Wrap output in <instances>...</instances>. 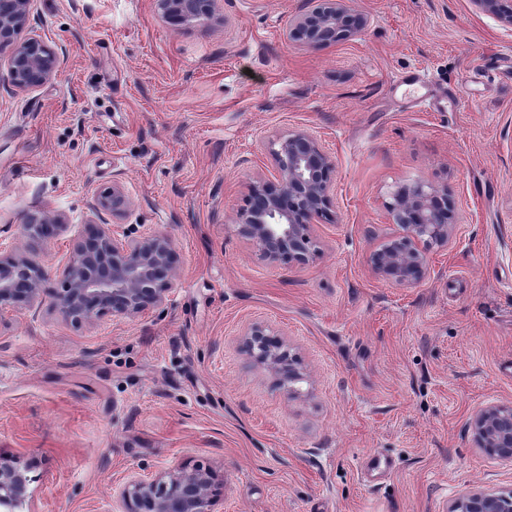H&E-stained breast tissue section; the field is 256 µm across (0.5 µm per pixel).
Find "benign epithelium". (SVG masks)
Listing matches in <instances>:
<instances>
[{"instance_id": "7a95c632", "label": "benign epithelium", "mask_w": 512, "mask_h": 512, "mask_svg": "<svg viewBox=\"0 0 512 512\" xmlns=\"http://www.w3.org/2000/svg\"><path fill=\"white\" fill-rule=\"evenodd\" d=\"M168 21L209 18L223 0H153ZM312 9L298 15L286 32L309 46H321L359 33L367 20L353 13L347 0H312ZM484 13L512 27V7L505 0H472ZM30 0H0V52L8 51L11 85L19 91L39 88L56 74L60 58L38 35L22 36ZM275 174L260 177L248 188L246 207L237 214L238 235L270 264H304L318 251L314 224L333 204L335 164L309 132L296 130L271 148ZM119 183L98 194L87 224L93 233L75 242L59 269L58 288H45V268L23 253L0 251V314L32 307L48 298L74 327L112 314L138 318L165 303L177 288L172 238L148 228L130 237L119 224H99L107 211L122 216L131 206ZM399 233L367 256L371 269L383 279L412 286L430 274L429 254L448 245L455 224V202L448 189L418 181L395 190L386 205ZM24 236L40 243L48 231L67 230L61 218L46 210L24 216ZM242 351L256 364L293 381L302 376L300 359L288 343L262 321L247 325ZM474 447L493 460L512 462V404L491 403L476 409L469 420ZM32 478L28 468L0 463V512H19L28 498ZM122 512H218L216 475L210 469L185 466L144 475L134 472L118 488ZM448 512H512V490L466 489Z\"/></svg>"}]
</instances>
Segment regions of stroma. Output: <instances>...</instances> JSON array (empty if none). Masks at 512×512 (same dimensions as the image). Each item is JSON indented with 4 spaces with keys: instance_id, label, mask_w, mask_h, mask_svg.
<instances>
[{
    "instance_id": "1",
    "label": "stroma",
    "mask_w": 512,
    "mask_h": 512,
    "mask_svg": "<svg viewBox=\"0 0 512 512\" xmlns=\"http://www.w3.org/2000/svg\"><path fill=\"white\" fill-rule=\"evenodd\" d=\"M324 46L285 33L308 0H224L169 24L152 0H33L60 55L15 90L0 55V246L47 287L120 183V222L168 233L177 289L149 314L79 327L50 302L0 316V460L29 465L24 512H118L131 471L216 472L222 512H447L512 489L469 418L512 404V28L472 0H349ZM303 129L335 162L317 253L271 265L235 228L272 142ZM447 187L457 224L420 284L374 274L397 186ZM67 232L30 250L25 212ZM256 320L302 363L286 396L240 351ZM381 454L386 472H367ZM129 195L119 183H113L111 188L98 194L91 207L93 216L97 219L101 211L111 212L112 216H122L131 206Z\"/></svg>"
}]
</instances>
